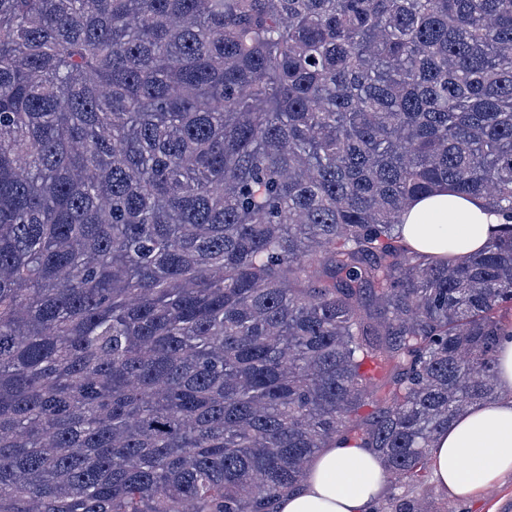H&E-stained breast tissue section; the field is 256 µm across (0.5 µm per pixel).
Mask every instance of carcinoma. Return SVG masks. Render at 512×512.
<instances>
[{"instance_id": "cac0c4a2", "label": "carcinoma", "mask_w": 512, "mask_h": 512, "mask_svg": "<svg viewBox=\"0 0 512 512\" xmlns=\"http://www.w3.org/2000/svg\"><path fill=\"white\" fill-rule=\"evenodd\" d=\"M439 185L512 222V0H0V512L422 483L512 332V233L402 242ZM392 492L380 460L368 449L339 439L315 455L303 485L281 498L277 510L371 512L377 499L375 508Z\"/></svg>"}]
</instances>
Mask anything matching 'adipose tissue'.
I'll return each mask as SVG.
<instances>
[{"label": "adipose tissue", "mask_w": 512, "mask_h": 512, "mask_svg": "<svg viewBox=\"0 0 512 512\" xmlns=\"http://www.w3.org/2000/svg\"><path fill=\"white\" fill-rule=\"evenodd\" d=\"M505 228L502 215L482 200L437 187L405 210L400 234L412 250L431 257L466 258ZM499 397L460 412L435 437L430 468L435 483L454 497L471 499L512 473V336L498 349ZM385 470L368 449L336 440L312 459L300 489L280 499L278 512H371Z\"/></svg>", "instance_id": "ef3b65f1"}]
</instances>
